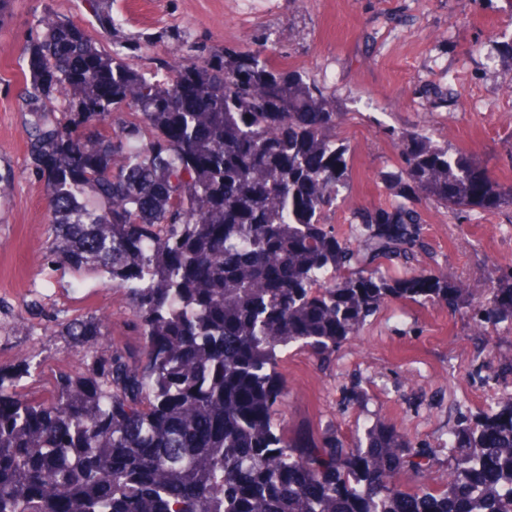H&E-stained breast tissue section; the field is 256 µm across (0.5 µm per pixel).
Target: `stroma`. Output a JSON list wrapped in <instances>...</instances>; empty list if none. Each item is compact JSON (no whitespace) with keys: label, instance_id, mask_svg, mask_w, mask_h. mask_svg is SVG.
Masks as SVG:
<instances>
[{"label":"stroma","instance_id":"1","mask_svg":"<svg viewBox=\"0 0 512 512\" xmlns=\"http://www.w3.org/2000/svg\"><path fill=\"white\" fill-rule=\"evenodd\" d=\"M94 0H9L0 23V364L35 356L27 391L49 394L56 377L80 369L90 349L63 324L99 311L126 349L141 338L128 298L100 271L53 261L45 184L27 152L30 116L22 73L25 49L47 17L70 19L104 50L119 44L135 67L162 71L212 50L265 48L281 67L324 87L341 119L352 177L326 221L348 231L354 209L391 202L381 180L395 170L394 134L427 128L433 141L480 158L512 184V0H112V30ZM431 267L455 273L481 295L484 267L512 266V207L461 217L421 203ZM500 353L474 336L464 312L384 302L357 336L320 368L293 347L277 370L287 395L272 415L290 436L383 419L414 441L447 433L457 410H485L512 396L496 375ZM362 380L367 405L348 402Z\"/></svg>","mask_w":512,"mask_h":512}]
</instances>
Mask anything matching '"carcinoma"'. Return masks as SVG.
Here are the masks:
<instances>
[{
  "label": "carcinoma",
  "instance_id": "cac0c4a2",
  "mask_svg": "<svg viewBox=\"0 0 512 512\" xmlns=\"http://www.w3.org/2000/svg\"><path fill=\"white\" fill-rule=\"evenodd\" d=\"M26 53L53 256L108 273L142 343L109 341L105 313L67 321L110 352L48 398L17 390L30 360L0 364V512H512V398L459 411L446 441L379 419L294 440L272 421L278 354L297 345L326 368L387 300L512 334V268L486 269L476 297L418 265L431 251L415 207L494 213L512 185L419 129L382 177L400 201L355 210L343 238L325 222L351 180L334 101L263 51L201 48L148 75L58 16ZM445 449L443 483L407 489L401 475Z\"/></svg>",
  "mask_w": 512,
  "mask_h": 512
}]
</instances>
